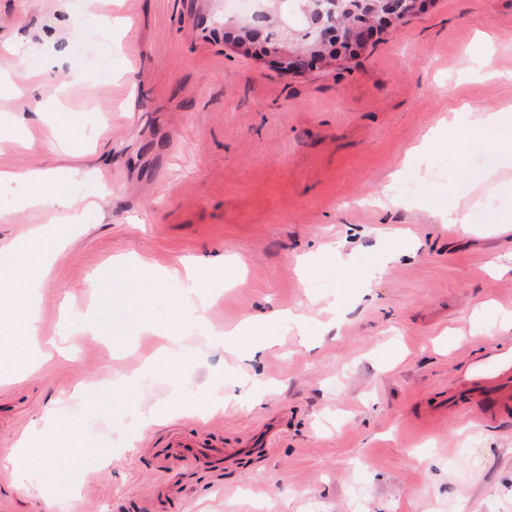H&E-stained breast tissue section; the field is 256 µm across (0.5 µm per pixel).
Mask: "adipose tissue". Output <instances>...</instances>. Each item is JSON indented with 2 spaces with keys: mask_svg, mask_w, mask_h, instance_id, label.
Returning a JSON list of instances; mask_svg holds the SVG:
<instances>
[{
  "mask_svg": "<svg viewBox=\"0 0 512 512\" xmlns=\"http://www.w3.org/2000/svg\"><path fill=\"white\" fill-rule=\"evenodd\" d=\"M454 146L459 157L482 151L490 159L487 173H475L471 183L454 186L448 191V206L437 213L441 223L455 233H469L474 215L482 202L475 196L486 175L512 171V111L503 109L486 112L470 104H461L443 128L429 130L423 137V151H439ZM25 186L16 198L21 210H59L62 223L40 224L29 235L0 254V377L28 374L40 353L33 294L43 285L52 249L64 245L68 237L83 228L89 209L83 199L73 195L69 187L54 180L51 169H31L18 173ZM24 253H36L40 265L28 268L24 279H17L19 258ZM138 329L142 334L162 336L167 340L162 357L175 365L192 360L194 353L182 342L185 321L180 309H173L165 322H157L148 309H139Z\"/></svg>",
  "mask_w": 512,
  "mask_h": 512,
  "instance_id": "1",
  "label": "adipose tissue"
}]
</instances>
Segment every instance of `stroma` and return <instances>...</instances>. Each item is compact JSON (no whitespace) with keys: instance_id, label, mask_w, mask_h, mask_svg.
<instances>
[{"instance_id":"obj_1","label":"stroma","mask_w":512,"mask_h":512,"mask_svg":"<svg viewBox=\"0 0 512 512\" xmlns=\"http://www.w3.org/2000/svg\"><path fill=\"white\" fill-rule=\"evenodd\" d=\"M233 15L246 13L228 0H99L93 14L85 0H0V43L35 35L34 65L43 45L67 48L43 89L49 121L0 142V170L49 167L76 194L109 198L35 299L58 351L0 379V512H512V416L433 407L460 380L512 377L499 360L512 354V229L450 232L432 211L486 160L420 149L461 103L512 105V81L475 65L487 43L512 71V0H425L357 56L295 74L226 40ZM389 184L410 188L399 208L378 203ZM0 195V248L56 219L16 210V188ZM186 258L234 269L185 332L193 361L113 393L143 352L138 294L166 318ZM117 259L136 264L131 284L112 280ZM95 279L101 330L81 336ZM272 311L314 318L321 340L286 330L255 360L208 341L233 329L256 340ZM177 386L182 406L141 418ZM199 395L214 403L203 415L189 405ZM50 408L51 447L14 469ZM179 436L240 458L196 469L171 456ZM59 457L74 489L48 505L43 461Z\"/></svg>"}]
</instances>
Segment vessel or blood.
<instances>
[{
	"instance_id": "b4317fda",
	"label": "vessel or blood",
	"mask_w": 512,
	"mask_h": 512,
	"mask_svg": "<svg viewBox=\"0 0 512 512\" xmlns=\"http://www.w3.org/2000/svg\"><path fill=\"white\" fill-rule=\"evenodd\" d=\"M449 409L460 414H477L488 418L496 413L512 411V379L501 377L491 380L475 379L458 384L448 397ZM179 457L204 466H220L225 451L221 448H205L192 437L176 441Z\"/></svg>"
}]
</instances>
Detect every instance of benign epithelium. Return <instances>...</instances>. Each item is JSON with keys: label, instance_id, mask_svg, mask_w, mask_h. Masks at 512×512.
<instances>
[{"label": "benign epithelium", "instance_id": "7a95c632", "mask_svg": "<svg viewBox=\"0 0 512 512\" xmlns=\"http://www.w3.org/2000/svg\"><path fill=\"white\" fill-rule=\"evenodd\" d=\"M332 2L334 0L307 2L305 12L309 16V30L314 37L312 45L295 48L291 39L276 41L262 25L239 29L226 27L224 36L244 51L270 59L285 73L310 70L357 55L384 30L421 9L424 0H358L366 4L370 19L354 26L347 34L336 26L335 11L329 8Z\"/></svg>", "mask_w": 512, "mask_h": 512}]
</instances>
